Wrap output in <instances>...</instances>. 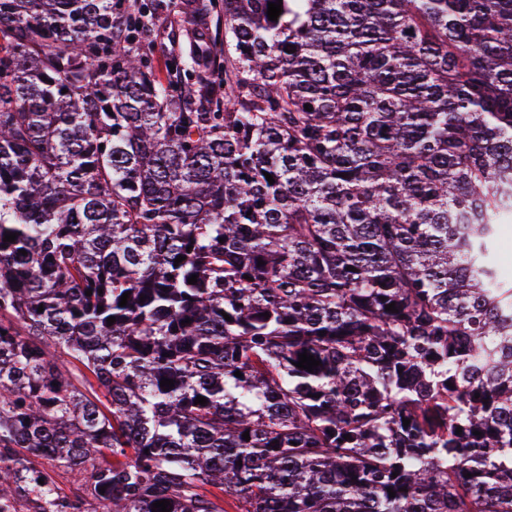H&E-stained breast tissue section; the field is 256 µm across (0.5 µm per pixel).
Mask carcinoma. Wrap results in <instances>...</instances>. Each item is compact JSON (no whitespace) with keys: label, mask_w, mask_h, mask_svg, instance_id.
Here are the masks:
<instances>
[{"label":"carcinoma","mask_w":512,"mask_h":512,"mask_svg":"<svg viewBox=\"0 0 512 512\" xmlns=\"http://www.w3.org/2000/svg\"><path fill=\"white\" fill-rule=\"evenodd\" d=\"M270 2L0 0V512H512V0ZM154 64L157 66L160 75L164 76L162 71V55L173 50H178L185 40L182 33L174 26L170 25V18L166 11L159 12L154 20ZM496 258L505 278L512 282V218L500 226Z\"/></svg>","instance_id":"carcinoma-1"}]
</instances>
